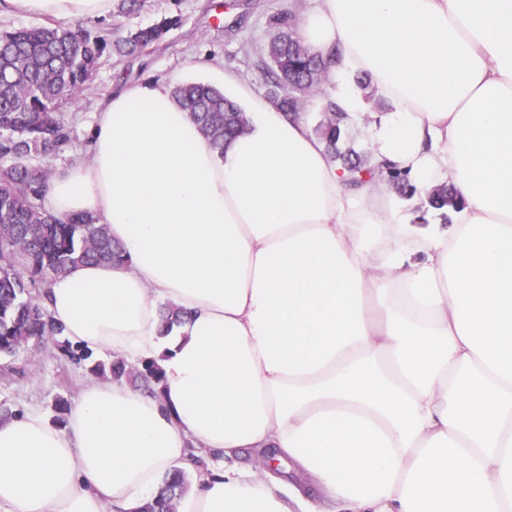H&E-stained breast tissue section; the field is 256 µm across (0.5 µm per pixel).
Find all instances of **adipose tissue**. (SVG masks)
I'll use <instances>...</instances> for the list:
<instances>
[{"instance_id":"obj_1","label":"adipose tissue","mask_w":512,"mask_h":512,"mask_svg":"<svg viewBox=\"0 0 512 512\" xmlns=\"http://www.w3.org/2000/svg\"><path fill=\"white\" fill-rule=\"evenodd\" d=\"M298 28L376 159L453 188L452 223H411L385 178L350 186L309 113L232 75L251 122L220 153L165 82L115 93L43 205L107 225L124 260L53 278L45 306L162 380L89 376L64 425L0 422V512H135L178 470L176 512H317L293 468L324 512H512V0H313ZM354 73L388 111L364 120ZM165 305L186 314L166 335ZM269 448V467L237 462Z\"/></svg>"}]
</instances>
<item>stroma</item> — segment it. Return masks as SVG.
<instances>
[{
	"label": "stroma",
	"mask_w": 512,
	"mask_h": 512,
	"mask_svg": "<svg viewBox=\"0 0 512 512\" xmlns=\"http://www.w3.org/2000/svg\"><path fill=\"white\" fill-rule=\"evenodd\" d=\"M310 5L311 0H147L132 16L85 21V28L114 38L129 27L174 16L179 19L160 45L100 67L79 103L65 110L71 142L55 158L54 168L62 169L83 154L95 113L124 88L159 80L172 86L208 84L212 68L217 67L235 76L254 95L264 96L258 60L273 32V16L284 10L296 15ZM86 375L84 362L62 355L52 344L0 358V405L16 416L33 406L52 415L55 399L76 398Z\"/></svg>",
	"instance_id": "1"
}]
</instances>
